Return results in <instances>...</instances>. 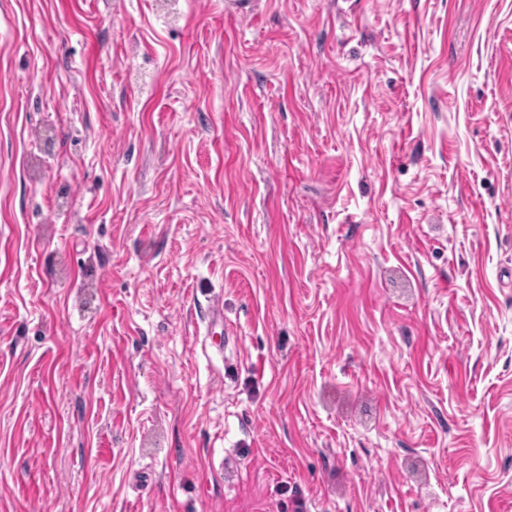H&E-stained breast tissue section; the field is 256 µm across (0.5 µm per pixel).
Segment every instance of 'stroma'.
Here are the masks:
<instances>
[{
	"mask_svg": "<svg viewBox=\"0 0 512 512\" xmlns=\"http://www.w3.org/2000/svg\"><path fill=\"white\" fill-rule=\"evenodd\" d=\"M249 2L0 0V512H512V0Z\"/></svg>",
	"mask_w": 512,
	"mask_h": 512,
	"instance_id": "35a3bbf8",
	"label": "stroma"
}]
</instances>
